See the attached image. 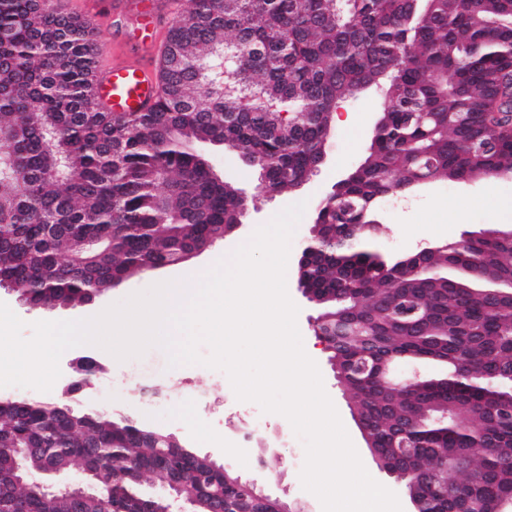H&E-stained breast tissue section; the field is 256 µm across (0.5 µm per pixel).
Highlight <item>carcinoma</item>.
Listing matches in <instances>:
<instances>
[{"mask_svg": "<svg viewBox=\"0 0 512 512\" xmlns=\"http://www.w3.org/2000/svg\"><path fill=\"white\" fill-rule=\"evenodd\" d=\"M187 0L162 55L156 105L112 116L93 79L98 26L37 0H0V286L35 307L87 305L149 265L180 264L224 237L239 188L194 149L223 145L276 192L321 165L340 102L385 88L381 134L319 203L305 271L316 332L374 448L402 450L428 512H512V229L465 232L425 253L384 254L377 203L421 178L512 171V0ZM246 63L237 92L214 67ZM280 104L287 116L267 109ZM504 117L489 125L486 113ZM400 363L432 373L394 390ZM29 468L136 469L158 484L205 471L137 421L97 409L0 400V448ZM0 512H65L0 477Z\"/></svg>", "mask_w": 512, "mask_h": 512, "instance_id": "obj_1", "label": "carcinoma"}]
</instances>
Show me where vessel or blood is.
Here are the masks:
<instances>
[{"mask_svg": "<svg viewBox=\"0 0 512 512\" xmlns=\"http://www.w3.org/2000/svg\"><path fill=\"white\" fill-rule=\"evenodd\" d=\"M94 90L103 111L146 112L156 100L157 70L151 64L115 65L98 72Z\"/></svg>", "mask_w": 512, "mask_h": 512, "instance_id": "vessel-or-blood-1", "label": "vessel or blood"}]
</instances>
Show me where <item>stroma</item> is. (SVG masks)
<instances>
[{
	"label": "stroma",
	"mask_w": 512,
	"mask_h": 512,
	"mask_svg": "<svg viewBox=\"0 0 512 512\" xmlns=\"http://www.w3.org/2000/svg\"><path fill=\"white\" fill-rule=\"evenodd\" d=\"M382 103L383 93L375 87L344 101L341 110L352 114V124L334 125L325 162L303 186L289 193L256 194L258 169L237 151L224 146H203L202 151L215 172L250 193L251 198L237 230L187 261L127 277L106 289L91 305L33 308L21 302L16 292L4 287H0V302L6 303L27 323L89 318L132 293L161 282H178L192 270L214 266L247 241L259 225L269 223L287 206L303 201L307 208L290 248L291 257H298L323 192L367 156L369 131L379 116ZM510 202L512 179L485 178L471 184L435 182L406 193L388 195L378 207L382 224L379 247L384 251H402L415 241L450 243L460 240L464 232L488 224L510 223L512 217L495 210L497 204ZM287 289L299 308L297 325L301 336L314 345L310 357L320 370L325 390L365 468L374 472L376 480L398 496L406 510L410 502L404 488L393 477L378 471L336 381L329 353L314 334L312 321L317 315L316 305L298 290L295 276H288ZM85 355L104 365L105 371L93 378L90 387L65 395L70 376L68 363L74 357ZM61 360V376L52 391L10 387L7 395L35 401L63 399L74 407L133 417L148 429L175 435L184 448L225 464L242 478L256 481L267 493L286 496L289 504L299 505L303 512H322L318 498L301 485L299 474L305 461V449L289 421L282 415L263 412L256 403L238 401L223 371L201 365L168 368L165 352L157 347L124 361L115 360L102 350L76 347L65 352Z\"/></svg>",
	"instance_id": "1"
}]
</instances>
